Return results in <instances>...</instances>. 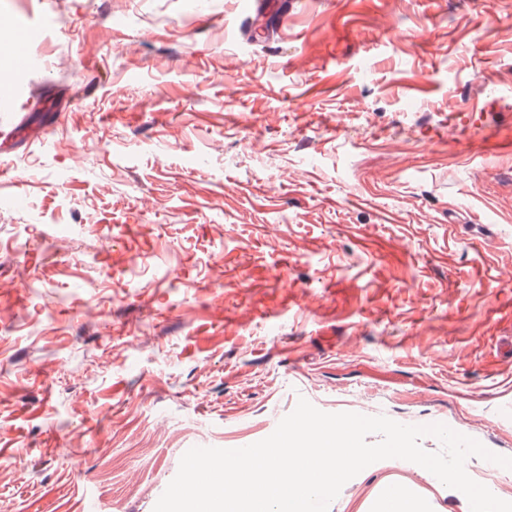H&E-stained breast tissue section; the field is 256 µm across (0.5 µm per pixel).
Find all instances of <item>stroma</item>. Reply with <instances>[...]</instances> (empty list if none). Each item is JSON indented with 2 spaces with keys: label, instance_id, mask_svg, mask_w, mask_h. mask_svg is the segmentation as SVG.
Listing matches in <instances>:
<instances>
[{
  "label": "stroma",
  "instance_id": "obj_1",
  "mask_svg": "<svg viewBox=\"0 0 512 512\" xmlns=\"http://www.w3.org/2000/svg\"><path fill=\"white\" fill-rule=\"evenodd\" d=\"M1 15L44 32L0 108V512H153L187 450L302 398L512 457V0ZM390 484L471 512L402 459L328 512Z\"/></svg>",
  "mask_w": 512,
  "mask_h": 512
}]
</instances>
